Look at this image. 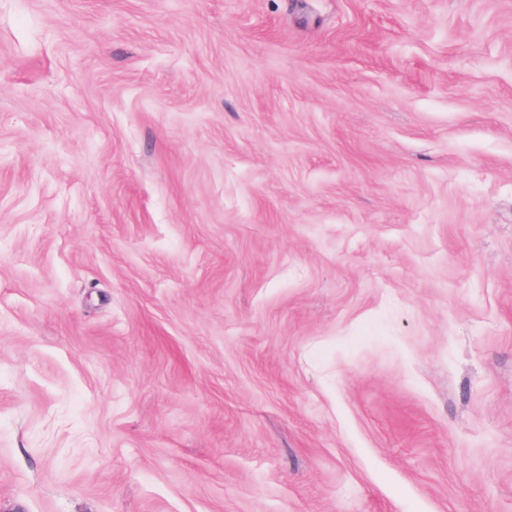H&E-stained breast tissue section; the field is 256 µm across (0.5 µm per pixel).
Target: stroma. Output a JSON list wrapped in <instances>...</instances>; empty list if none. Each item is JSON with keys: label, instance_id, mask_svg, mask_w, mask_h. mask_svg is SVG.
I'll return each instance as SVG.
<instances>
[{"label": "stroma", "instance_id": "stroma-1", "mask_svg": "<svg viewBox=\"0 0 512 512\" xmlns=\"http://www.w3.org/2000/svg\"><path fill=\"white\" fill-rule=\"evenodd\" d=\"M0 512H512V0H0Z\"/></svg>", "mask_w": 512, "mask_h": 512}]
</instances>
